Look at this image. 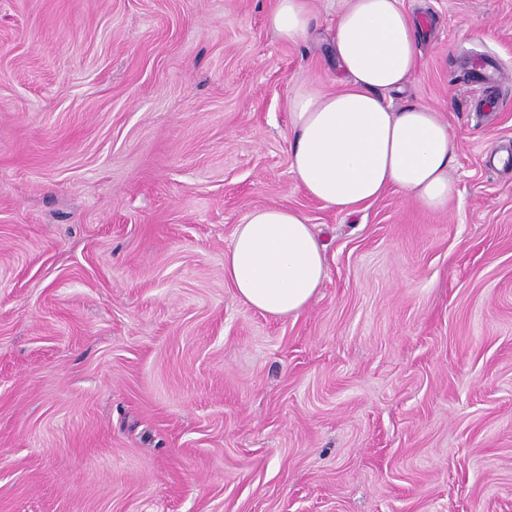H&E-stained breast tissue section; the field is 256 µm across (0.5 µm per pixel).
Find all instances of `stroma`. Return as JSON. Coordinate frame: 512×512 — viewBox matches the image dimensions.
<instances>
[{
    "label": "stroma",
    "instance_id": "1",
    "mask_svg": "<svg viewBox=\"0 0 512 512\" xmlns=\"http://www.w3.org/2000/svg\"><path fill=\"white\" fill-rule=\"evenodd\" d=\"M271 2L0 0V512H512V0H400L458 193L352 216L289 161L343 0ZM282 204L327 276L274 319L224 253ZM266 21L270 32L282 43L298 44L315 37L310 0H275Z\"/></svg>",
    "mask_w": 512,
    "mask_h": 512
}]
</instances>
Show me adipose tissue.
<instances>
[{
    "label": "adipose tissue",
    "mask_w": 512,
    "mask_h": 512,
    "mask_svg": "<svg viewBox=\"0 0 512 512\" xmlns=\"http://www.w3.org/2000/svg\"><path fill=\"white\" fill-rule=\"evenodd\" d=\"M266 21L286 44L315 36L310 0H275ZM331 32L340 89L302 84L288 98L298 183L347 215L389 189L445 210L456 192L450 130L428 106L397 108L389 98L419 69V23L399 0H345ZM325 277L323 244L306 215L286 205L248 210L224 253V278L236 296L273 318L299 316Z\"/></svg>",
    "instance_id": "ef3b65f1"
}]
</instances>
